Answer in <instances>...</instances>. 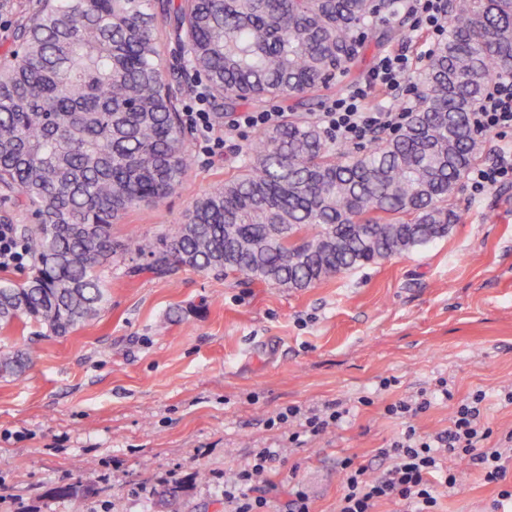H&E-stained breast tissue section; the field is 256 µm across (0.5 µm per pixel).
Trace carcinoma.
<instances>
[{
    "label": "carcinoma",
    "mask_w": 512,
    "mask_h": 512,
    "mask_svg": "<svg viewBox=\"0 0 512 512\" xmlns=\"http://www.w3.org/2000/svg\"><path fill=\"white\" fill-rule=\"evenodd\" d=\"M449 8L412 120L353 154L295 112L359 60L373 0H179L180 60L210 97L276 99L293 116L258 130L173 232L123 241L112 225L161 206L192 165L156 0H38L21 50L0 64V196L33 219L21 227L31 272L0 285V327L33 320L69 335L104 307L102 271L118 257L153 274L214 270L303 290L448 236L460 220L449 201L484 138L471 114L492 76L512 70V0ZM29 360L0 350V375Z\"/></svg>",
    "instance_id": "1"
}]
</instances>
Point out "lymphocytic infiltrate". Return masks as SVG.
Returning <instances> with one entry per match:
<instances>
[{"instance_id": "f902f5d3", "label": "lymphocytic infiltrate", "mask_w": 512, "mask_h": 512, "mask_svg": "<svg viewBox=\"0 0 512 512\" xmlns=\"http://www.w3.org/2000/svg\"><path fill=\"white\" fill-rule=\"evenodd\" d=\"M400 2L412 31L423 37V47L414 53L405 49L382 53L353 91L336 98L324 112L318 113L316 124L338 146H359L393 134L405 123L419 98L418 87L410 76L428 62L437 40L448 32L447 0ZM378 93L394 95L397 105L367 107V100ZM207 101V91H199L194 107L185 112L184 119L197 132L204 151L211 156L222 147L226 137L240 128H271L286 120L284 113L275 110L241 112L219 132L206 110ZM473 120L480 131L495 134L505 141L495 161L476 165L468 174L473 194L482 195L512 181V145L506 141L507 136L512 135V73H500L491 79ZM484 399V393L478 392L458 402L447 430L424 435L418 433L410 420L432 406L431 398L421 395L386 404V415L407 422L404 432L379 451L391 465L381 474L373 475L356 458H342L339 469L344 486L338 512H376L375 507L382 500L409 504L411 512H437L439 487L452 491L459 485L456 469L439 471L437 453L441 450L469 468L479 470L487 483L497 485L499 499L512 505V484L507 481L512 472L505 465L506 460L512 458V430L494 437L492 427L483 420ZM346 414V408L339 402L322 410L305 411L291 406L279 413L275 422L289 425L288 441L295 444L303 436H317L338 426ZM277 455L274 448L257 449L253 464L225 481L224 496L235 501L234 512H265L267 501L257 490L266 480L269 462Z\"/></svg>"}]
</instances>
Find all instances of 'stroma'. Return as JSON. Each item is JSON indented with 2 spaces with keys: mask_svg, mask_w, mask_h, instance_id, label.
<instances>
[{
  "mask_svg": "<svg viewBox=\"0 0 512 512\" xmlns=\"http://www.w3.org/2000/svg\"><path fill=\"white\" fill-rule=\"evenodd\" d=\"M35 0H0V60L19 45ZM373 22L351 78L299 108L313 118L348 93L385 51L402 46ZM254 137L226 138L210 160L193 155L182 191L158 209L131 212L117 238L174 230L192 198L240 163ZM447 237L295 291L247 278L182 269L175 276L106 269L100 316L69 336L38 323L0 330V348L30 349L22 375L0 378V512H231L224 478L257 448L268 466V512H284L302 486L311 512H336L338 457L381 473L378 450L403 428L386 404L447 379L453 401L412 420L447 429L454 401L483 392L494 430H512V183L474 197L460 187ZM395 379L381 390L382 379ZM373 398L370 406L360 397ZM342 401L346 422L298 448L270 426L291 405ZM438 512H500L498 489L462 469ZM91 491L64 496L60 487ZM180 498L162 510L169 487Z\"/></svg>",
  "mask_w": 512,
  "mask_h": 512,
  "instance_id": "1",
  "label": "stroma"
}]
</instances>
